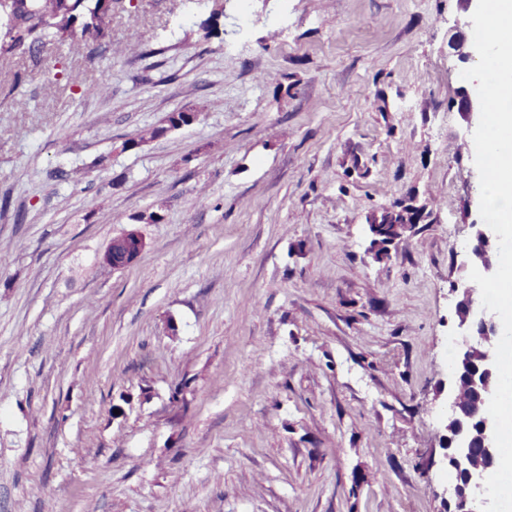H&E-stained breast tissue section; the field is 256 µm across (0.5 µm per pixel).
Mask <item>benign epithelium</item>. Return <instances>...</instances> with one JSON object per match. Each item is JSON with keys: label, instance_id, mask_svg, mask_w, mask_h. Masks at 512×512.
<instances>
[{"label": "benign epithelium", "instance_id": "benign-epithelium-1", "mask_svg": "<svg viewBox=\"0 0 512 512\" xmlns=\"http://www.w3.org/2000/svg\"><path fill=\"white\" fill-rule=\"evenodd\" d=\"M459 112L468 123L480 113V104L476 88L465 89L460 98ZM495 233L485 224L476 225L475 243L469 261L481 271L490 275L498 267L492 240ZM147 249V242L136 229L128 230L112 239L103 252L100 262L114 271L124 270L136 263ZM453 292L459 300L456 304L458 328L463 330V339L458 343L453 370L447 383L441 385L445 418L443 429L444 450L441 458L443 465L464 473V483L453 485V495L447 501L449 512H479L480 506L489 503L481 497L487 478L485 461L496 463L499 452L494 442L493 420L488 414L489 400L495 391L494 381L497 370L495 355L487 348L489 341L502 334L498 316L482 308L481 292L469 280L456 282ZM467 374L466 384L476 398L474 408L460 411L459 392L461 376ZM481 456H474V449Z\"/></svg>", "mask_w": 512, "mask_h": 512}]
</instances>
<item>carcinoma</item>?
I'll return each instance as SVG.
<instances>
[{
    "mask_svg": "<svg viewBox=\"0 0 512 512\" xmlns=\"http://www.w3.org/2000/svg\"><path fill=\"white\" fill-rule=\"evenodd\" d=\"M224 14L220 0L202 26L204 37L219 34ZM112 23V7L103 0H0V59L35 58L50 42H76L85 37H105ZM409 207L396 204L383 211L380 222L389 227L407 224Z\"/></svg>",
    "mask_w": 512,
    "mask_h": 512,
    "instance_id": "1",
    "label": "carcinoma"
}]
</instances>
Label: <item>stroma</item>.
<instances>
[{
    "label": "stroma",
    "instance_id": "stroma-1",
    "mask_svg": "<svg viewBox=\"0 0 512 512\" xmlns=\"http://www.w3.org/2000/svg\"><path fill=\"white\" fill-rule=\"evenodd\" d=\"M211 8L113 0L112 49L0 61V512H443L460 0H224L207 39ZM398 203L424 218L375 258ZM147 242L136 229L128 230L112 239L100 262L112 271L124 270L136 263L147 249Z\"/></svg>",
    "mask_w": 512,
    "mask_h": 512
}]
</instances>
